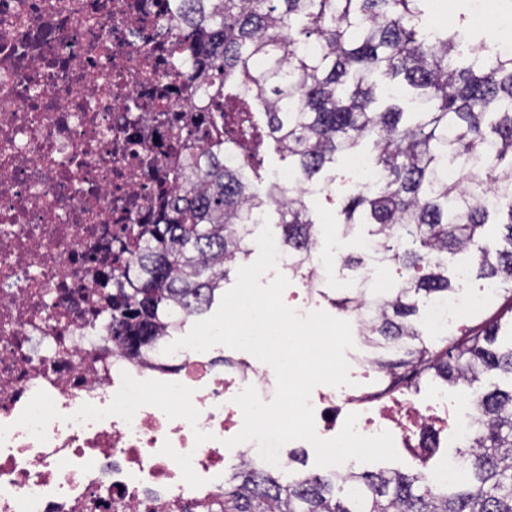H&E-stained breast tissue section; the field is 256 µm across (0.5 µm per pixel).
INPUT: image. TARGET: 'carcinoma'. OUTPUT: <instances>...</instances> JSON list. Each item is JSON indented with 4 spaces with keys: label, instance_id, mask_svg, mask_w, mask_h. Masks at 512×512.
Wrapping results in <instances>:
<instances>
[{
    "label": "carcinoma",
    "instance_id": "obj_1",
    "mask_svg": "<svg viewBox=\"0 0 512 512\" xmlns=\"http://www.w3.org/2000/svg\"><path fill=\"white\" fill-rule=\"evenodd\" d=\"M185 2L196 24L189 42L173 41L183 61L170 78L201 100V126L183 139L164 223L126 239L128 267L106 276L109 329L121 350L153 351L208 310L249 255L252 210L275 208L288 247L319 245L300 193L263 187L224 164V136L253 156L273 141L303 184L332 182L326 172L336 158L368 140L378 183L344 196L338 228L346 236L370 225V241L397 272L365 336L402 358L373 361L397 385L425 375L471 387L486 371L512 374V347L493 349L498 324L438 354L414 320L418 296L435 303L455 291L448 265L459 254L477 278L512 294V59L491 52L475 69L457 66V34L416 30L425 0ZM492 218L505 229L502 249L486 243ZM474 396L477 431L451 487L420 473L289 479L244 464L224 481L220 512H512V389Z\"/></svg>",
    "mask_w": 512,
    "mask_h": 512
}]
</instances>
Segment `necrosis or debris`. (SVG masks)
<instances>
[{
	"label": "necrosis or debris",
	"instance_id": "1",
	"mask_svg": "<svg viewBox=\"0 0 512 512\" xmlns=\"http://www.w3.org/2000/svg\"><path fill=\"white\" fill-rule=\"evenodd\" d=\"M191 30L183 0H0V512H207L243 424L235 396H274L254 356L133 359L103 338L99 276L124 271L119 238L174 193L180 151L155 117L196 113L161 92L170 42ZM278 252L296 305L342 265ZM349 376L311 393L320 438L355 412L361 434L423 459L469 447L475 399L461 420L447 393L420 402L372 361Z\"/></svg>",
	"mask_w": 512,
	"mask_h": 512
}]
</instances>
